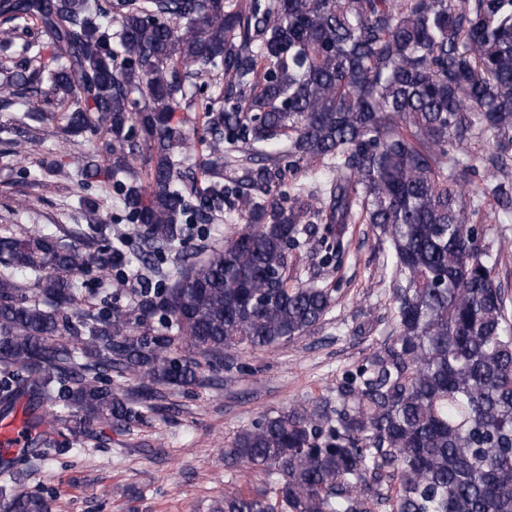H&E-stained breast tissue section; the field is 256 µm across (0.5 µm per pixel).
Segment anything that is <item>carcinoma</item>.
Masks as SVG:
<instances>
[{
	"instance_id": "cac0c4a2",
	"label": "carcinoma",
	"mask_w": 512,
	"mask_h": 512,
	"mask_svg": "<svg viewBox=\"0 0 512 512\" xmlns=\"http://www.w3.org/2000/svg\"><path fill=\"white\" fill-rule=\"evenodd\" d=\"M18 20L52 53L0 61V109L20 111L8 132H106L108 167L82 153L72 164L80 187L115 188L140 246L102 244L109 224L84 195L85 224L0 236L1 415L25 398L30 430L48 407L76 442L145 425L163 389L198 382L196 357L222 369L227 353L311 333L331 291L290 284L289 255L324 212L325 262L349 224L388 237L396 334L342 378L336 402L237 432L225 460L267 487L224 492L219 512H512V295L497 281L512 251L477 228L487 201L512 207V0H0V44L26 35ZM193 110L210 136L208 191L233 185L243 227L176 261L171 281L127 288L125 264L152 268L211 220L182 165L177 113ZM294 168L331 172L326 200L278 192ZM93 267L116 271L112 296L128 305L85 308ZM0 512L49 506L12 473Z\"/></svg>"
}]
</instances>
